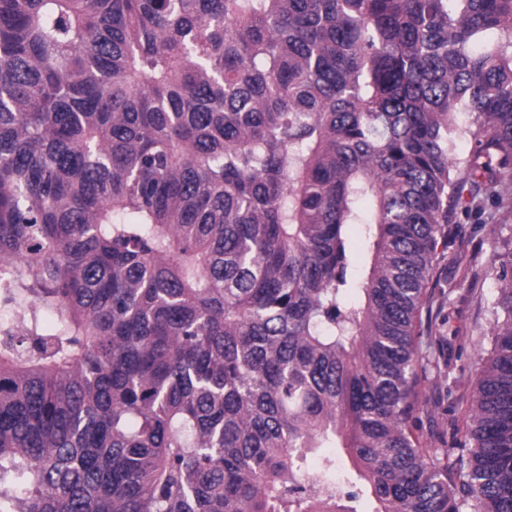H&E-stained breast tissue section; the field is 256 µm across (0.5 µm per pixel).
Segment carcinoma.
I'll use <instances>...</instances> for the list:
<instances>
[{"mask_svg": "<svg viewBox=\"0 0 512 512\" xmlns=\"http://www.w3.org/2000/svg\"><path fill=\"white\" fill-rule=\"evenodd\" d=\"M485 201L512 0H0V512H512ZM448 254L495 320L434 448ZM483 224L474 223L473 218L461 217L459 228L462 230V236L472 237L474 242L484 241L481 251L475 259V267L480 271L487 268L492 260V248L487 241L492 238L509 239L511 237L512 218H506L501 211L496 212L492 219L487 220L486 224L483 215L480 220Z\"/></svg>", "mask_w": 512, "mask_h": 512, "instance_id": "carcinoma-1", "label": "carcinoma"}]
</instances>
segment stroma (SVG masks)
<instances>
[{"label":"stroma","mask_w":512,"mask_h":512,"mask_svg":"<svg viewBox=\"0 0 512 512\" xmlns=\"http://www.w3.org/2000/svg\"><path fill=\"white\" fill-rule=\"evenodd\" d=\"M461 230L463 236L482 242L483 247L475 259L476 268L482 270L492 260L491 239L512 237V219L500 211L483 224L472 223L466 218ZM432 295L435 302L444 304L450 311L449 320L437 322L435 330L438 335L452 340L448 362L459 379L453 398L448 399L444 396V377L432 371L426 374L428 413L422 421V433L439 444L462 436L465 413L472 397L474 363L479 354L491 347L495 288L489 282L472 289L464 285L452 287L442 276L435 283Z\"/></svg>","instance_id":"stroma-1"}]
</instances>
